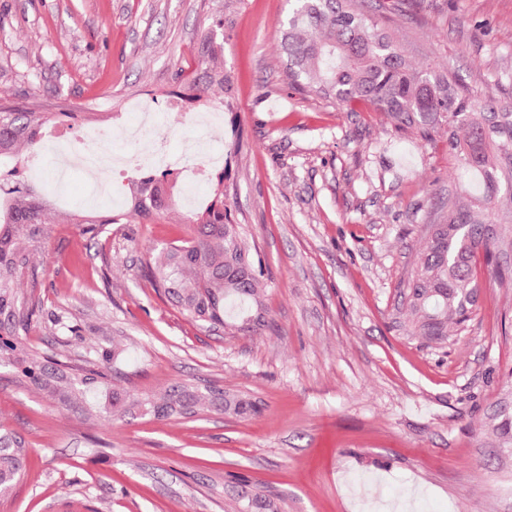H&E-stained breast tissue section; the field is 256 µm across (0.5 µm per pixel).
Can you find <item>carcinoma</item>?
<instances>
[{
  "mask_svg": "<svg viewBox=\"0 0 512 512\" xmlns=\"http://www.w3.org/2000/svg\"><path fill=\"white\" fill-rule=\"evenodd\" d=\"M284 74L289 85L348 107L361 103L385 113L400 132L411 131L429 141L432 133L448 134V149L472 173L475 187L468 199L448 197L407 281L408 315L413 336L435 342L448 338V324H464L470 316L469 296L478 287L480 272L499 281L512 280V267L498 262L496 246L483 225L496 224L501 244L508 243L502 219L512 218V103L481 101L461 90L429 67H415L390 34L378 27L365 10L364 0H296L288 21L281 25ZM201 66L189 88L206 97L230 84L217 59L224 56V20L215 23L197 46ZM43 124L38 112L0 108V158L21 146L36 145ZM168 179L152 170L139 177L131 194L130 209L153 219L169 207ZM122 215L99 213L83 224V233L96 234L98 226L117 224ZM190 238L158 251L147 263L158 294L173 297L179 288L183 313L197 322L249 332L262 325L266 306L258 288L262 261L247 245L238 225L228 217L224 202L194 214ZM43 231L41 207L27 185L0 186V335L14 336L25 328L28 301L18 295L15 281L29 268L24 242ZM19 369L25 381L54 396L71 389L82 397L96 392L103 374L82 376L55 372L37 357L0 342V364ZM176 406L171 414L197 411L205 396L174 389L166 394ZM122 414L137 412L167 416L147 400L128 397L112 401ZM224 411L237 416L261 411L257 401L235 396ZM23 443L13 431L0 426V496L11 492L23 471Z\"/></svg>",
  "mask_w": 512,
  "mask_h": 512,
  "instance_id": "cac0c4a2",
  "label": "carcinoma"
}]
</instances>
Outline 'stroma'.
I'll return each mask as SVG.
<instances>
[{"label": "stroma", "mask_w": 512, "mask_h": 512, "mask_svg": "<svg viewBox=\"0 0 512 512\" xmlns=\"http://www.w3.org/2000/svg\"><path fill=\"white\" fill-rule=\"evenodd\" d=\"M418 65L479 99L512 102V0H371ZM289 0H0V106L121 130L144 91L158 100L197 67L224 20L230 90L219 111L224 199L264 268L266 324L213 329L158 295L151 248L186 239L188 207L127 213L98 235L63 223L94 213L80 174L29 179L44 232L27 243L40 308L17 338L49 368L105 374L110 390L159 397L213 386L261 401L241 418L104 416L0 368V424L25 475L0 512H512V282L480 277L468 321L444 343L410 333L400 292L437 209L472 184L450 154L383 113L340 107L284 82ZM117 350L112 363L103 351Z\"/></svg>", "instance_id": "obj_1"}]
</instances>
